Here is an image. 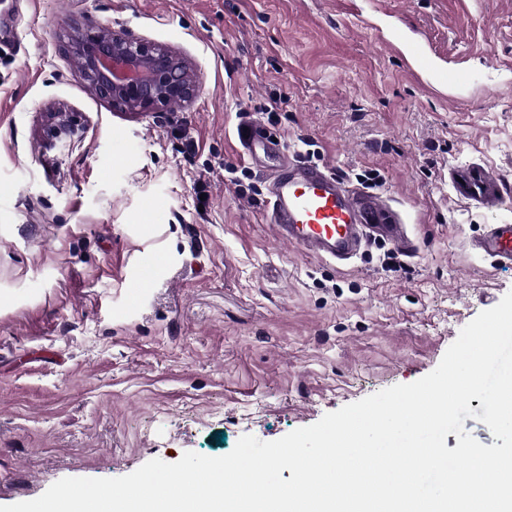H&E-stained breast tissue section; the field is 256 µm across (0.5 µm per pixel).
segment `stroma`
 Masks as SVG:
<instances>
[{
  "label": "stroma",
  "instance_id": "stroma-1",
  "mask_svg": "<svg viewBox=\"0 0 512 512\" xmlns=\"http://www.w3.org/2000/svg\"><path fill=\"white\" fill-rule=\"evenodd\" d=\"M87 22L186 58L194 97L113 109L68 51ZM57 108L82 138L49 148ZM245 122L375 189L416 252L338 266L278 240ZM492 224H512V0H0V505L419 380L512 291L471 246Z\"/></svg>",
  "mask_w": 512,
  "mask_h": 512
}]
</instances>
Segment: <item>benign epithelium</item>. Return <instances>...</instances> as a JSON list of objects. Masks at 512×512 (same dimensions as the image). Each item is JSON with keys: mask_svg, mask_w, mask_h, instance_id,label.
<instances>
[{"mask_svg": "<svg viewBox=\"0 0 512 512\" xmlns=\"http://www.w3.org/2000/svg\"><path fill=\"white\" fill-rule=\"evenodd\" d=\"M71 52L92 89L115 109L152 112L188 102L194 95L189 63L165 47L89 25L77 29ZM78 133L76 119L63 112L49 113L48 147Z\"/></svg>", "mask_w": 512, "mask_h": 512, "instance_id": "benign-epithelium-1", "label": "benign epithelium"}]
</instances>
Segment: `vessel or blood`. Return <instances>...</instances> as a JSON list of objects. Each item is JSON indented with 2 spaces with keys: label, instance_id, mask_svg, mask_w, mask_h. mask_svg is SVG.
Returning a JSON list of instances; mask_svg holds the SVG:
<instances>
[{
  "label": "vessel or blood",
  "instance_id": "vessel-or-blood-1",
  "mask_svg": "<svg viewBox=\"0 0 512 512\" xmlns=\"http://www.w3.org/2000/svg\"><path fill=\"white\" fill-rule=\"evenodd\" d=\"M248 156L269 161V222L277 236L303 252L337 263L355 252L363 231L387 239L403 254L416 245L378 194L348 186L326 167L292 159L280 144L239 127ZM474 247L498 261H512V225L492 224Z\"/></svg>",
  "mask_w": 512,
  "mask_h": 512
}]
</instances>
